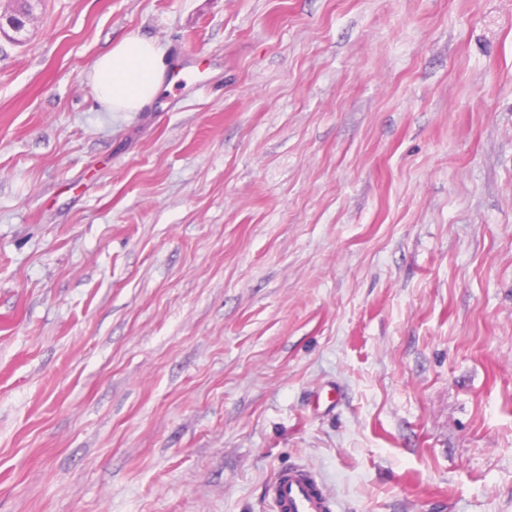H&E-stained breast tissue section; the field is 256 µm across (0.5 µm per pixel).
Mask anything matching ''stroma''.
Instances as JSON below:
<instances>
[{"instance_id": "stroma-1", "label": "stroma", "mask_w": 512, "mask_h": 512, "mask_svg": "<svg viewBox=\"0 0 512 512\" xmlns=\"http://www.w3.org/2000/svg\"><path fill=\"white\" fill-rule=\"evenodd\" d=\"M0 38V512H512V0H36ZM185 82L111 112L129 32ZM275 512H332L333 503L313 473L302 466L282 470L269 488Z\"/></svg>"}]
</instances>
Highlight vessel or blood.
Returning a JSON list of instances; mask_svg holds the SVG:
<instances>
[{
    "label": "vessel or blood",
    "instance_id": "vessel-or-blood-1",
    "mask_svg": "<svg viewBox=\"0 0 512 512\" xmlns=\"http://www.w3.org/2000/svg\"><path fill=\"white\" fill-rule=\"evenodd\" d=\"M274 512H333L313 473L302 466L282 470L269 488Z\"/></svg>",
    "mask_w": 512,
    "mask_h": 512
}]
</instances>
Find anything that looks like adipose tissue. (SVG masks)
Wrapping results in <instances>:
<instances>
[{
    "label": "adipose tissue",
    "instance_id": "obj_1",
    "mask_svg": "<svg viewBox=\"0 0 512 512\" xmlns=\"http://www.w3.org/2000/svg\"><path fill=\"white\" fill-rule=\"evenodd\" d=\"M91 69L98 102L112 112H139L165 84V51L156 40L131 32L97 56Z\"/></svg>",
    "mask_w": 512,
    "mask_h": 512
}]
</instances>
